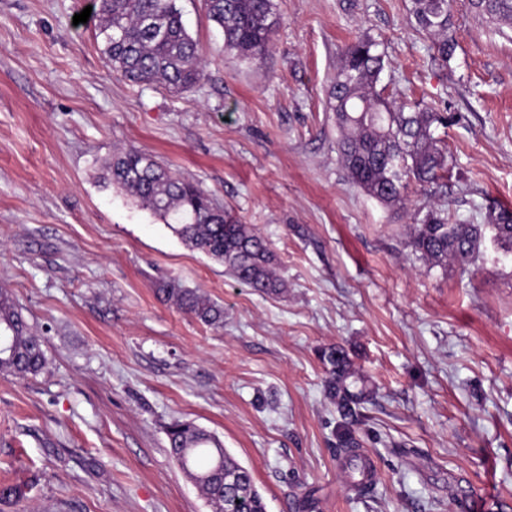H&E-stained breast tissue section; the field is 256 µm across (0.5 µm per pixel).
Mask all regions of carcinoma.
Masks as SVG:
<instances>
[{"label":"carcinoma","instance_id":"carcinoma-1","mask_svg":"<svg viewBox=\"0 0 512 512\" xmlns=\"http://www.w3.org/2000/svg\"><path fill=\"white\" fill-rule=\"evenodd\" d=\"M208 17L224 31V49L259 62L269 51L281 23L274 0H204ZM418 28L435 36L434 57L448 63L456 41L448 32L450 0H411ZM474 7L501 23L512 24V0H474ZM96 37L108 63L130 82H155L176 91L195 86L202 75L197 42L188 33L176 0H96ZM378 44L360 36L343 53L328 90L336 113L341 161L355 184L385 204L403 203L409 179L434 183L446 170L443 139L448 116L432 107L406 110L377 89L386 68ZM108 181L161 218L187 246L224 264L234 279L263 295L278 294L284 284L275 274V256L266 239L242 224L232 210L213 204L199 187L179 178L154 158L130 148L107 165ZM512 254V210L500 207L487 224L453 222L448 209L431 208L409 225L410 243L421 258L435 264L471 261L486 232ZM160 299L174 303L203 324L220 327L224 308L196 289L166 282ZM8 349L0 351V372L37 375L46 366L42 340L33 335L8 292L0 290V333ZM331 366L329 395L345 415L361 401L350 390V374L336 348L324 353ZM169 453L205 499L211 512H229L233 496L245 498L247 512H266L250 470L238 463L211 433L175 421L167 431Z\"/></svg>","mask_w":512,"mask_h":512}]
</instances>
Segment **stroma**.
Instances as JSON below:
<instances>
[{
  "label": "stroma",
  "instance_id": "35a3bbf8",
  "mask_svg": "<svg viewBox=\"0 0 512 512\" xmlns=\"http://www.w3.org/2000/svg\"><path fill=\"white\" fill-rule=\"evenodd\" d=\"M95 0H0V290L46 346L39 375L0 372V512H210L167 428L214 434L267 512H512V256L433 265L407 226L449 205L512 208V27L454 0L448 65L411 0H276L258 63L224 50L203 0H176L204 74L190 91L107 64ZM376 40L389 99L457 116L439 184L403 205L356 185L326 108L344 46ZM150 154L267 240L285 283L264 296L103 182ZM178 281L224 308L214 328L156 295ZM336 348L366 388L325 393ZM377 467L352 486L343 442ZM324 359L331 366V377L326 385L328 393L336 400L338 409L344 415L350 414L353 405L360 403L362 394L350 390V383L347 382L350 374L346 372L343 360L336 356V348H329L324 353Z\"/></svg>",
  "mask_w": 512,
  "mask_h": 512
}]
</instances>
